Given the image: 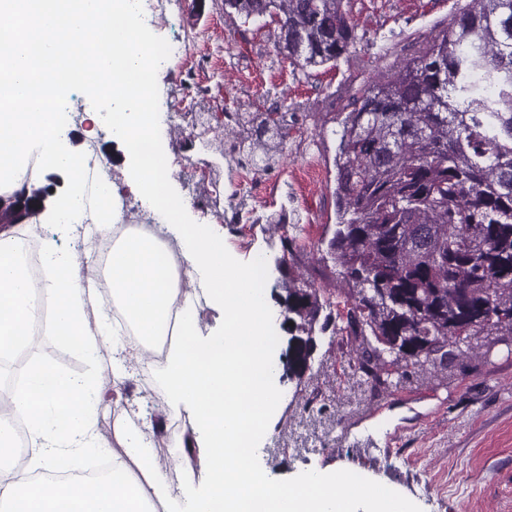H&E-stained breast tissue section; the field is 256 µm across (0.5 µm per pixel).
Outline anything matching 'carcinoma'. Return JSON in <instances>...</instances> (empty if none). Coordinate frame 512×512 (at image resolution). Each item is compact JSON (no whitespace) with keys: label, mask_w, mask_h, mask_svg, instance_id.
<instances>
[{"label":"carcinoma","mask_w":512,"mask_h":512,"mask_svg":"<svg viewBox=\"0 0 512 512\" xmlns=\"http://www.w3.org/2000/svg\"><path fill=\"white\" fill-rule=\"evenodd\" d=\"M224 13L286 21L277 56L303 71L335 67L357 39L344 0H224ZM418 54L352 96L336 131L337 224L331 256L350 287L341 331L359 342L360 369L381 384L388 367L444 366L439 353L473 336L512 334V0H469ZM233 145L262 169L288 132ZM8 232L13 193L0 195ZM294 323L285 366L312 369L307 347L330 299L284 288Z\"/></svg>","instance_id":"cac0c4a2"}]
</instances>
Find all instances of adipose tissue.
Listing matches in <instances>:
<instances>
[{"label": "adipose tissue", "mask_w": 512, "mask_h": 512, "mask_svg": "<svg viewBox=\"0 0 512 512\" xmlns=\"http://www.w3.org/2000/svg\"><path fill=\"white\" fill-rule=\"evenodd\" d=\"M48 0H0V95L11 97L12 111L0 113V193L5 174L29 156L45 154L50 170L72 171L80 154L48 144L59 124L55 112H30L32 72L44 73L50 94L65 99L67 89L86 76L99 111L112 115L110 136L132 161L130 186L157 204L170 201L168 152L155 153L145 167L123 115L116 109L133 100L130 67L149 55L150 38L140 33L135 47L123 35L138 20L125 0H49L54 30L27 48L9 37L22 18L42 14ZM112 246L109 277L112 297L136 326V338H124L108 318L87 323L97 304L92 278L82 277L72 258L45 257L43 289L57 301L50 333L65 336L85 356L89 370L78 379L60 376L48 362L30 366L22 389L10 401L13 416L27 423L31 441L28 468H0V512H177V494L152 466L154 444L146 432L116 417L114 442L105 445L97 432L102 368L112 370V388L120 390L140 363H148V383L169 414L194 415L187 438L172 448L184 470L202 464L209 474L200 512H413L362 476L305 473L277 485L252 462V452L270 435L279 411L274 358L278 337L267 301L266 260L255 255L237 267L224 252V238L209 224L182 227L184 266L138 224H120ZM27 254L17 239L0 234V356L26 331L33 285L25 273ZM204 288L210 306L224 313L222 334L201 339L196 288ZM177 323L178 339L163 359L151 361V337L166 335ZM108 463L102 479L71 480L63 485L37 481V470L57 471L58 459L79 469L85 456Z\"/></svg>", "instance_id": "obj_1"}]
</instances>
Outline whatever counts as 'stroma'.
I'll return each instance as SVG.
<instances>
[{
    "label": "stroma",
    "mask_w": 512,
    "mask_h": 512,
    "mask_svg": "<svg viewBox=\"0 0 512 512\" xmlns=\"http://www.w3.org/2000/svg\"><path fill=\"white\" fill-rule=\"evenodd\" d=\"M169 25L147 24L155 52L175 38L197 31L208 39L192 51L197 74L208 81L207 96H199L194 81L165 69L153 78V112L167 111L182 100L188 112L210 123L206 137L184 129L180 140L168 142L167 188L180 200L188 224H216L224 249L238 265L255 254L267 260V293L278 305L284 276H300L332 294L336 307L346 296L332 262L323 260L324 242L336 224L334 196L335 130L350 110L351 97L369 79L390 73L413 57L435 34L455 0H345L358 23V39L348 59L337 68L311 73L293 69L277 57L273 30L264 20H243L224 13V0H181ZM282 74L279 85L260 82L267 70ZM70 118L61 128L59 149L106 154L112 177L119 183L124 210L161 227L171 252L180 239L163 225L152 200L124 186L130 160L108 136L109 124L97 115L93 94L73 92ZM286 113L288 153L266 174L277 188L252 224L238 222L243 188L229 173L224 157L230 148L224 136L225 112ZM315 161L320 176L309 186V204L293 199L292 173L305 161ZM196 177L188 179L185 168ZM281 221V233H271L270 219ZM93 225L83 229L50 221L38 233L44 252L97 255ZM295 238L291 254H283L281 236ZM286 260L278 272L277 260ZM356 343L346 333L324 338L314 354L312 375L300 380L279 372L280 410L270 438L254 450V463L276 484L292 482L313 469L359 470L360 474L412 502L416 512H512V336L472 337L464 354L445 368L409 367L407 375L392 374L377 385L360 370ZM126 419H164L154 437L152 464L167 474L173 488L206 483V472H186L167 449L181 438L193 420L190 413L165 414L142 381L125 388Z\"/></svg>",
    "instance_id": "obj_1"
}]
</instances>
